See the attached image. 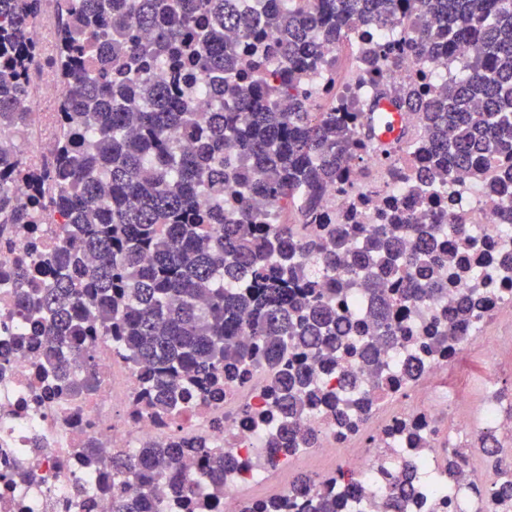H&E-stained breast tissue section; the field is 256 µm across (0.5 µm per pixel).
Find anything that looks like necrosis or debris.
Returning a JSON list of instances; mask_svg holds the SVG:
<instances>
[{"label":"necrosis or debris","mask_w":512,"mask_h":512,"mask_svg":"<svg viewBox=\"0 0 512 512\" xmlns=\"http://www.w3.org/2000/svg\"><path fill=\"white\" fill-rule=\"evenodd\" d=\"M66 18L59 0H53L37 19L35 60L27 71L30 95L23 104L31 120L19 130L0 128V137L19 140L27 163L39 170L51 158L59 125L57 113L44 106L61 93L51 60ZM404 36L398 26L367 34L350 31L341 48L348 61L336 74L335 97L326 98L313 74L304 76L305 90L327 100L329 107L355 111L372 106L383 94L395 99L413 79L435 86L456 78L471 59L464 47L444 62L407 56L387 70L384 90H376L369 83L374 50L399 49ZM400 119L402 141L376 143L372 149L391 152L411 175L423 166L415 148L422 118L404 107ZM350 180L349 193L332 186L324 195L326 209L339 219L356 205L363 223L379 224L390 204H408L413 198L404 183L371 163L351 166ZM432 194L430 214L449 209L467 218L465 234L448 230L442 235L464 261L462 280L449 284L443 295L410 303L402 333L377 367L365 371L359 358L344 359L345 368L363 372L360 391L346 398V421L313 412L300 423L301 429L316 432L317 443L300 449L296 460L327 461L328 478L337 467L351 470L361 486L358 498L330 481L295 492L284 477L268 487L264 457L281 422L275 418L255 424L242 412L246 405L264 408V368L254 369L245 382L226 386L218 396L194 400L181 418L148 412L137 417L138 368L117 352L111 337H90L92 360L82 365L69 346L49 345L35 333L18 313L15 289L0 285V512H112L107 490L112 472L90 464L88 454L108 457L117 449L166 448L185 439L205 440L233 457L224 471V512H240L247 499L271 498L278 512H304L317 492L335 495L340 512H386L391 476L420 464L440 482H452L453 491L417 493L405 512H512V499L485 501L473 511L464 500L483 480L512 478V393L498 384L499 377H512V217L497 210L473 179L435 187ZM465 289L480 302L475 317L449 329L443 345L430 344L431 330L447 327L448 310ZM50 349L66 364L65 378L46 373L44 354ZM409 362L420 367L411 379L402 373ZM364 401L369 404L365 410L360 407ZM478 417L502 450L501 464L486 479L473 451L471 426Z\"/></svg>","instance_id":"4bbe7bcc"}]
</instances>
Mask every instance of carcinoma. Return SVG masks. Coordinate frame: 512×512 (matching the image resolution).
<instances>
[{
	"label": "carcinoma",
	"instance_id": "cac0c4a2",
	"mask_svg": "<svg viewBox=\"0 0 512 512\" xmlns=\"http://www.w3.org/2000/svg\"><path fill=\"white\" fill-rule=\"evenodd\" d=\"M59 36L60 133L49 173L57 194L62 242L37 269L23 262L0 272L20 290L19 305L49 341L86 352L102 332L140 367L152 414L173 415L189 396L215 395L242 371L264 366L268 403L283 420L267 465L277 468L315 434L297 436L312 408L340 420L334 394L313 369L355 385L341 354L356 326L342 301L354 289L370 303L369 328L356 354L379 364L401 329L394 301L439 296L436 269L454 261L439 248L440 226L465 231L449 211L421 223L394 208L386 224H337L324 214L321 191L349 187V164L365 161V113L327 112L302 89L303 76L325 70L336 83V47L353 28L401 25L409 53L437 60L461 43L474 61L461 78L403 89L400 105L423 114L417 143L426 163L414 184L454 178L482 181L501 210L512 212V0H69ZM43 0H0V127L22 128L29 113L25 71L35 55L34 24ZM166 63L168 71L156 73ZM211 90L198 104L192 85ZM173 128L187 133L179 146ZM26 179L22 203L11 184ZM44 179L24 167L15 141L0 138V214L35 224ZM206 191L211 203L199 207ZM278 208L272 224L259 208ZM315 264H310V259ZM334 273L325 284L320 270ZM468 296L450 325L470 320ZM250 335L240 338L242 325ZM208 476L199 488L186 456ZM226 455L203 441L115 453L112 473L141 481L144 499L112 481V512H152L162 491L182 512L224 500Z\"/></svg>",
	"mask_w": 512,
	"mask_h": 512
}]
</instances>
